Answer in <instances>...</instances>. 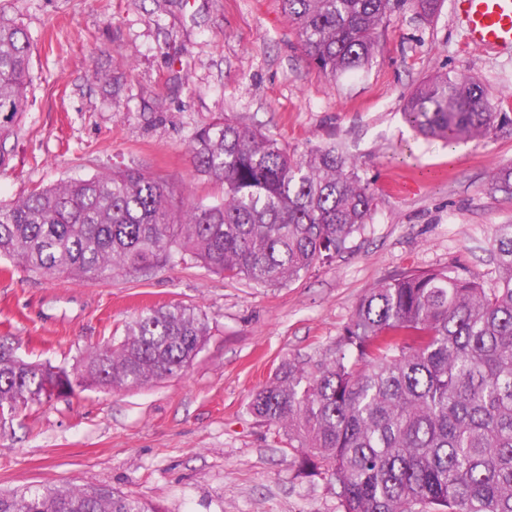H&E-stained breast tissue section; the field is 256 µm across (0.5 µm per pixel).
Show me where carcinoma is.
Segmentation results:
<instances>
[{
  "mask_svg": "<svg viewBox=\"0 0 512 512\" xmlns=\"http://www.w3.org/2000/svg\"><path fill=\"white\" fill-rule=\"evenodd\" d=\"M438 2L282 0L305 54L332 77L366 68L381 29L406 8L430 16ZM31 56L27 33L0 14V164L28 108ZM402 115L450 147L512 125L484 85L460 74L420 84ZM189 150L196 173L222 186L220 201L177 202L136 169L68 180L0 205V255L91 283L188 257L227 280L277 288L344 251L371 215L368 183L334 147L291 153L226 116L197 130ZM492 189L512 198L511 165ZM495 252L491 288L448 268L377 283L328 358L311 369L286 359L252 394L255 418L329 464L341 512H512V224ZM209 333L197 307L146 308L75 373L28 362L0 339V409L78 387L145 386L188 368ZM0 512L161 510L109 488L45 486L1 492Z\"/></svg>",
  "mask_w": 512,
  "mask_h": 512,
  "instance_id": "cac0c4a2",
  "label": "carcinoma"
}]
</instances>
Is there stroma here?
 <instances>
[{
  "label": "stroma",
  "mask_w": 512,
  "mask_h": 512,
  "mask_svg": "<svg viewBox=\"0 0 512 512\" xmlns=\"http://www.w3.org/2000/svg\"><path fill=\"white\" fill-rule=\"evenodd\" d=\"M0 14L33 48L0 204L118 168L211 202L221 191L197 176L189 142L227 113L298 153L336 146L375 196L344 252L282 288L191 262L88 283L0 257V336L31 361L72 369L144 307L192 305L210 322L178 374L0 411V490L107 486L160 512H339L328 475L300 469V449L248 413L250 393L283 359H323L385 278L448 266L494 283L492 243L512 224V199L491 181L512 165V126L450 149L417 138L401 107L424 78L451 72L478 79L496 111L512 113V49H475L453 0L430 19L407 9L367 69L334 78L309 63L280 0H0Z\"/></svg>",
  "instance_id": "1"
}]
</instances>
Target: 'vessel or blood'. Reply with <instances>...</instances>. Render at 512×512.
<instances>
[{
	"instance_id": "b4317fda",
	"label": "vessel or blood",
	"mask_w": 512,
	"mask_h": 512,
	"mask_svg": "<svg viewBox=\"0 0 512 512\" xmlns=\"http://www.w3.org/2000/svg\"><path fill=\"white\" fill-rule=\"evenodd\" d=\"M456 7L474 48H512V0H456Z\"/></svg>"
}]
</instances>
